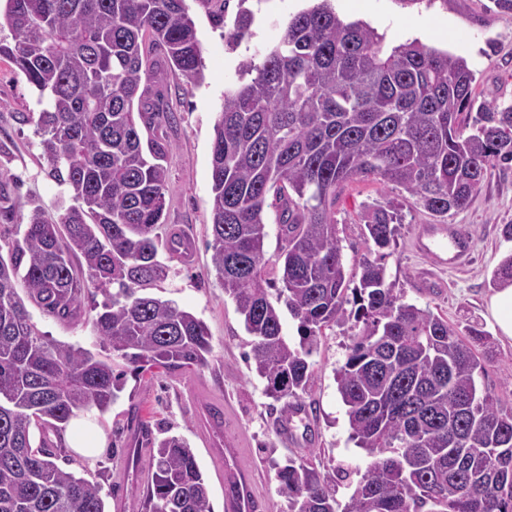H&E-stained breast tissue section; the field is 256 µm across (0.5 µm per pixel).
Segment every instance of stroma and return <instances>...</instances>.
<instances>
[{"mask_svg": "<svg viewBox=\"0 0 512 512\" xmlns=\"http://www.w3.org/2000/svg\"><path fill=\"white\" fill-rule=\"evenodd\" d=\"M338 13L378 28L389 45L406 42V25H414L422 43L465 57L474 73L476 104L512 103V10L495 0H333ZM310 0H265L259 5L254 36L247 51L261 53L277 42L289 15L309 8ZM202 44L204 80L194 84L168 79L158 90L176 121L156 133L167 150L170 195L167 225L193 246L189 261L161 252L170 268L163 284L164 298L193 312L208 327L213 351L207 366L194 371L154 368L143 376H129L111 409L94 422L105 451L86 457L65 449L57 465L96 482L106 512H145L143 493L152 477V449L138 451L137 469L122 461L138 424L163 435L184 438L197 456L210 489L214 512L224 510V444L239 445L245 464L253 466L268 501L267 512H286L287 500L279 490L278 465L301 456L318 470L336 478V498L347 503L357 476L369 458L351 438L347 408L337 391L335 371L346 359L354 332L346 324L325 331L311 360L313 374L304 397L315 428L311 446L281 443L276 428L284 406L265 393L264 382L246 364L251 337L206 247L211 238V150L214 124L224 105V90L247 51H232L221 30L213 29L202 10L194 12ZM37 95L25 76L0 60V182L6 183L15 202L11 222L0 221V237L14 236L32 211L58 221L70 199L63 186L48 175L40 139L26 114L40 112ZM389 199L402 200L404 219L396 244L385 259L390 280L406 302L427 307L459 326L478 322L493 334L492 353L477 377L481 390L512 406V342L495 335V325L485 309L491 294V273L502 256L512 252L504 240L503 225L512 224V162L494 168L470 207L453 216V223L474 233L469 264L462 270L429 273L426 258L414 242L418 225L431 216L412 200L403 199L394 186L371 177L344 185L336 203L339 245L346 271L358 269L368 256L358 224L362 206ZM38 329L50 338L99 351L100 345L87 322L67 323L32 310Z\"/></svg>", "mask_w": 512, "mask_h": 512, "instance_id": "stroma-1", "label": "stroma"}]
</instances>
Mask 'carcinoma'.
<instances>
[{"instance_id":"1","label":"carcinoma","mask_w":512,"mask_h":512,"mask_svg":"<svg viewBox=\"0 0 512 512\" xmlns=\"http://www.w3.org/2000/svg\"><path fill=\"white\" fill-rule=\"evenodd\" d=\"M234 51L255 14L238 0H196ZM7 59L39 93L35 133L52 176L73 201L56 224L35 210L0 245V512H106L100 488L52 458L80 413L109 410L126 371L204 367L205 323L151 289L168 276L167 150L142 130L175 119L153 88L203 79L202 48L185 0H4ZM158 53L151 58L149 54ZM467 59L414 39L390 46L332 0L288 16L278 41L240 61L214 126V268L252 336L247 360L275 399L308 390L323 330L358 327L336 370L352 436L372 461L344 509L308 459L277 471L288 512H512V408L479 392L473 344L490 334L404 301L386 250L402 221L394 200L366 207L361 234L376 247L347 273L334 207L358 176L391 183L443 224L469 207L488 173L512 162V104L473 107ZM280 227L277 300L299 322L282 333L264 272L266 208ZM512 285V252L492 272ZM102 296L90 310L84 299ZM91 323L102 356L41 334L26 303ZM153 448L145 512H212L188 443L134 433Z\"/></svg>"}]
</instances>
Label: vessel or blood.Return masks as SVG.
<instances>
[{"label":"vessel or blood","instance_id":"obj_1","mask_svg":"<svg viewBox=\"0 0 512 512\" xmlns=\"http://www.w3.org/2000/svg\"><path fill=\"white\" fill-rule=\"evenodd\" d=\"M472 238L456 224H424L419 228L417 248L425 254L433 269L453 270L465 266L471 255ZM226 479L235 484V491L226 493V512H264L266 501L257 491L252 472L239 466L226 471Z\"/></svg>","mask_w":512,"mask_h":512}]
</instances>
